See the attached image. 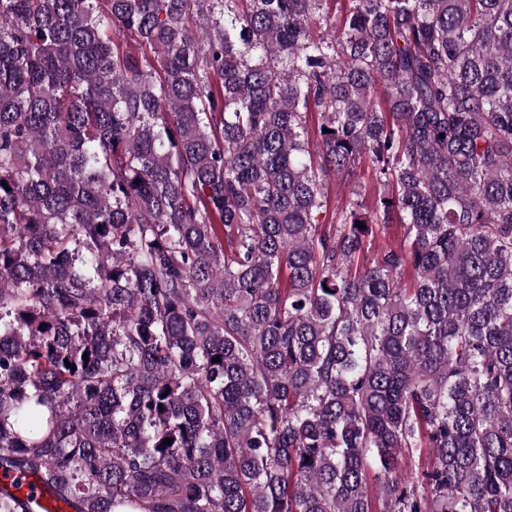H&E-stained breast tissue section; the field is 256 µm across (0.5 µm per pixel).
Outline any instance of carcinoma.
Wrapping results in <instances>:
<instances>
[{
  "instance_id": "carcinoma-1",
  "label": "carcinoma",
  "mask_w": 512,
  "mask_h": 512,
  "mask_svg": "<svg viewBox=\"0 0 512 512\" xmlns=\"http://www.w3.org/2000/svg\"><path fill=\"white\" fill-rule=\"evenodd\" d=\"M2 181L0 469L512 512V0H0Z\"/></svg>"
}]
</instances>
